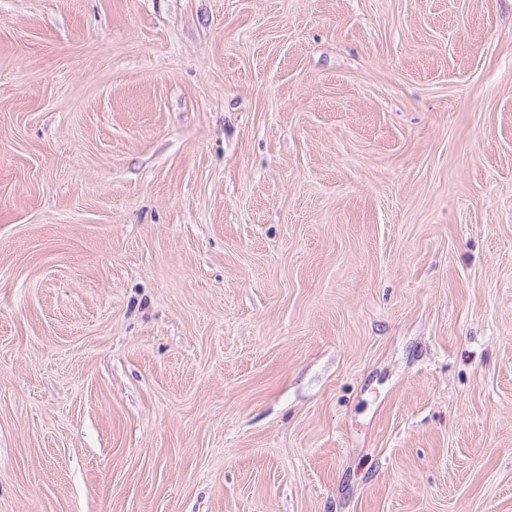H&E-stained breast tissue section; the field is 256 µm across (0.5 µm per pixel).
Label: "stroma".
Wrapping results in <instances>:
<instances>
[{
  "label": "stroma",
  "mask_w": 512,
  "mask_h": 512,
  "mask_svg": "<svg viewBox=\"0 0 512 512\" xmlns=\"http://www.w3.org/2000/svg\"><path fill=\"white\" fill-rule=\"evenodd\" d=\"M0 512H512V0H0Z\"/></svg>",
  "instance_id": "stroma-1"
}]
</instances>
